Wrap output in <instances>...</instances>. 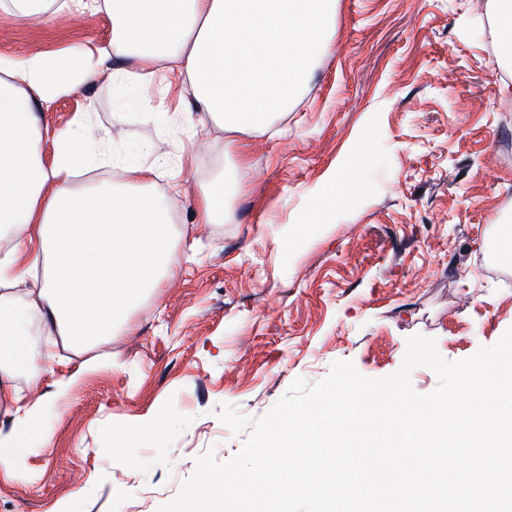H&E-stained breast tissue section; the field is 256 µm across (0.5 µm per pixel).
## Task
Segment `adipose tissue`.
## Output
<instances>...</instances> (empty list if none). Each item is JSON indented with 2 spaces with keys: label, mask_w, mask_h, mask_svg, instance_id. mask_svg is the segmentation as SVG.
Instances as JSON below:
<instances>
[{
  "label": "adipose tissue",
  "mask_w": 512,
  "mask_h": 512,
  "mask_svg": "<svg viewBox=\"0 0 512 512\" xmlns=\"http://www.w3.org/2000/svg\"><path fill=\"white\" fill-rule=\"evenodd\" d=\"M333 2L100 0L120 22L104 47L0 55V230L12 236L0 255V401H11L15 421L0 442V467L43 434L39 409L12 390L16 365L39 366L31 323L76 348L101 342L159 287L173 252L168 205L152 192L157 167L135 169L129 189H76V177L113 159L104 139L88 137V113L50 131L49 103L107 65L122 86L179 85L175 126L265 133L287 111L311 55L326 49Z\"/></svg>",
  "instance_id": "ef3b65f1"
}]
</instances>
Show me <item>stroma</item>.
<instances>
[{
  "instance_id": "35a3bbf8",
  "label": "stroma",
  "mask_w": 512,
  "mask_h": 512,
  "mask_svg": "<svg viewBox=\"0 0 512 512\" xmlns=\"http://www.w3.org/2000/svg\"><path fill=\"white\" fill-rule=\"evenodd\" d=\"M492 0H335L331 48L314 55L288 110L263 135L214 124L173 130L179 91L120 89L100 76L57 98L45 118L89 132L114 154L173 175L172 273L106 340L52 357L25 402L44 405V435L0 469V512H148L172 500L214 452L242 447L221 404L266 414L296 379L314 384L337 360L380 378L402 364L408 337L435 338L456 361L512 327V265L489 261L512 225V69L488 38ZM103 11L24 22L0 6V54L107 44ZM164 109L147 118L139 98ZM363 140L346 200L319 206L324 177ZM224 176L220 224L195 221L197 188ZM79 373L67 395L58 380ZM138 425L139 436H125Z\"/></svg>"
}]
</instances>
